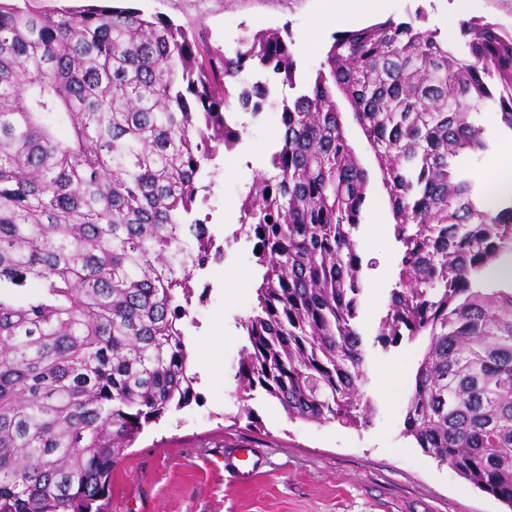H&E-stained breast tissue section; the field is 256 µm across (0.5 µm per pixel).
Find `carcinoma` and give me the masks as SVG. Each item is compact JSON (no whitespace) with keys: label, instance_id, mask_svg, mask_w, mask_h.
I'll list each match as a JSON object with an SVG mask.
<instances>
[{"label":"carcinoma","instance_id":"carcinoma-1","mask_svg":"<svg viewBox=\"0 0 512 512\" xmlns=\"http://www.w3.org/2000/svg\"><path fill=\"white\" fill-rule=\"evenodd\" d=\"M387 21L333 38L313 83L284 98L276 148L241 202L257 306L239 401L261 390L291 420L369 422L354 232L368 175L341 94L374 150L401 244L377 339L423 338L404 420L438 465L512 507V203L475 199L461 162L486 148L489 104L512 131V33L459 23L455 51ZM248 70L265 80L241 82ZM295 88L274 31L199 57L163 15L0 2V512H102L112 466L144 427L196 398L185 319L214 247L194 215L203 164ZM68 136L61 138L58 130Z\"/></svg>","mask_w":512,"mask_h":512}]
</instances>
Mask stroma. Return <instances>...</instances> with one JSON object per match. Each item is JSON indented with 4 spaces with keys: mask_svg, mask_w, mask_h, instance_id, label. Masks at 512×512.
<instances>
[{
    "mask_svg": "<svg viewBox=\"0 0 512 512\" xmlns=\"http://www.w3.org/2000/svg\"><path fill=\"white\" fill-rule=\"evenodd\" d=\"M451 0H384L383 15L363 4L347 17L356 31L388 18L397 22L423 13V26L447 39ZM143 14L171 18L218 56L261 29L283 33L296 64V83L314 80L336 29L332 0H130ZM321 37L323 48L305 51V33ZM344 128L369 187L355 232L367 265L366 293L358 327L367 348L362 391L375 407L360 428L288 419L264 396L250 406L248 423L237 398L235 373L244 344L241 320L256 304L258 270L253 242L234 237L241 224V199L266 167L280 123L279 106L261 120L233 108L234 124L246 125L238 146L205 165L197 194V215L206 218L221 260L195 273L199 300L189 308V367L198 380L189 406L149 425L112 468L104 512H512L449 466L437 465L404 436L407 398L423 345L402 340L385 348L376 341L392 288L398 280L400 245L393 232H376L391 213L374 151L348 115ZM475 120L485 129L487 148L464 159L475 188L490 181L491 163L512 138L497 114Z\"/></svg>",
    "mask_w": 512,
    "mask_h": 512,
    "instance_id": "obj_1",
    "label": "stroma"
}]
</instances>
